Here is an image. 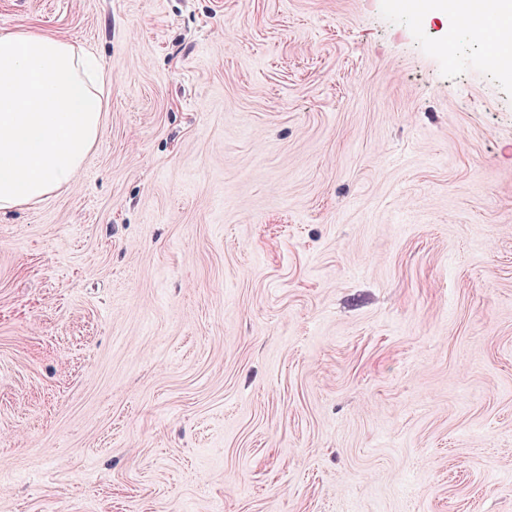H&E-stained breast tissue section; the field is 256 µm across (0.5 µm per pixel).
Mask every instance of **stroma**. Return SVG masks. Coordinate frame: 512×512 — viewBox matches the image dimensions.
<instances>
[{"instance_id": "35a3bbf8", "label": "stroma", "mask_w": 512, "mask_h": 512, "mask_svg": "<svg viewBox=\"0 0 512 512\" xmlns=\"http://www.w3.org/2000/svg\"><path fill=\"white\" fill-rule=\"evenodd\" d=\"M444 0H0L112 76L0 213V512H512V73Z\"/></svg>"}]
</instances>
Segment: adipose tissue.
Instances as JSON below:
<instances>
[{"label": "adipose tissue", "mask_w": 512, "mask_h": 512, "mask_svg": "<svg viewBox=\"0 0 512 512\" xmlns=\"http://www.w3.org/2000/svg\"><path fill=\"white\" fill-rule=\"evenodd\" d=\"M83 49L20 27L0 33V212L69 189L103 134V91Z\"/></svg>", "instance_id": "ef3b65f1"}]
</instances>
